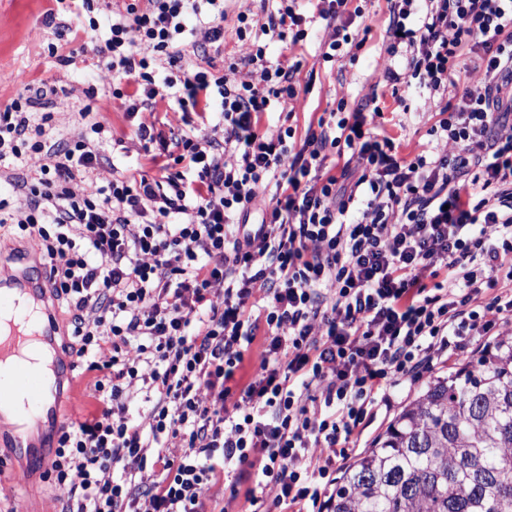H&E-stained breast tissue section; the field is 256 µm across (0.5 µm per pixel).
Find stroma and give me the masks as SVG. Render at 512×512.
<instances>
[{"instance_id": "1", "label": "stroma", "mask_w": 512, "mask_h": 512, "mask_svg": "<svg viewBox=\"0 0 512 512\" xmlns=\"http://www.w3.org/2000/svg\"><path fill=\"white\" fill-rule=\"evenodd\" d=\"M361 9L348 27L350 33L364 35L363 43H350L344 57L333 62L322 61L321 47L336 34L334 26L320 19L318 0H299L300 13L311 17L308 36L298 45L271 40L267 57L270 61L302 60L300 81L309 82L308 92L299 100L278 105L263 115L260 131L274 138L287 127L304 129L309 121L335 109L338 101H346L348 108H356L366 88H375L379 105L390 113L391 121L383 130L393 137L400 156L407 157L420 151L426 144L427 130L439 120L444 102L430 97L416 87H401L400 93L408 105L407 113L395 112L391 88L384 74L400 68L403 58L386 50V26L389 16L387 0H353ZM47 0H0V110L14 99L26 94L28 86L39 83L56 88L46 106L53 114V125L48 131L50 142L64 146L82 140L89 129L81 121L78 111L91 105L99 121L111 126L112 140L104 147L105 161L90 177L75 181L72 189L82 194L104 185L112 178L113 170H136L148 176H158L146 152L133 133L135 123L155 124L157 130L169 133L193 127L195 134L223 137V129L204 121L196 114L179 111L172 97L157 101L152 110L127 118L121 100L112 96V75L93 43L81 33V24L74 14L58 11L47 18ZM276 0H224V42L211 43L207 27L196 18H188L189 32L183 44L187 61L212 63L217 75L223 76L226 86L237 85L244 78L261 84L260 69L240 67L230 69L228 59H243L253 51V37L263 34L270 11L276 10ZM247 14L252 38L238 40L235 29L239 14ZM56 45L59 55L75 54V64L60 65L57 57H50L49 45ZM47 460L30 461L23 457L4 456L0 459V512H61L62 503L52 486L45 480Z\"/></svg>"}]
</instances>
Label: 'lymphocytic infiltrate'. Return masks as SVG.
Wrapping results in <instances>:
<instances>
[{
    "mask_svg": "<svg viewBox=\"0 0 512 512\" xmlns=\"http://www.w3.org/2000/svg\"><path fill=\"white\" fill-rule=\"evenodd\" d=\"M320 2L336 26L321 51L332 62L350 41L351 0ZM296 8L281 0L270 14L273 38L306 39ZM191 17L223 40L224 0H132L96 46L127 117L163 87L185 113L222 98L220 140L137 125L168 159L160 177L117 171L75 194L72 183L103 161L110 126L84 106L91 138L49 148L51 116L35 109L52 93L44 85L0 111V158L40 162L20 186L23 207L0 198V228L37 241L100 404L62 427L46 475L63 512H207L208 490L229 473L265 512H325L331 469L391 389L466 357L474 337L512 335V0H390L388 49L405 54L386 80L448 95L428 134L457 148L427 145L408 159L378 134L373 90L354 111L338 102L302 142L289 128L266 138L263 115L299 97L297 65L272 63L259 46L247 63L262 85L226 87L185 63ZM348 154L360 169L331 174L329 156ZM270 186V209L250 223ZM90 306L100 311L92 327ZM107 344L112 359L99 362ZM250 351V378L234 386ZM136 379L151 404L146 428L127 416Z\"/></svg>",
    "mask_w": 512,
    "mask_h": 512,
    "instance_id": "f902f5d3",
    "label": "lymphocytic infiltrate"
}]
</instances>
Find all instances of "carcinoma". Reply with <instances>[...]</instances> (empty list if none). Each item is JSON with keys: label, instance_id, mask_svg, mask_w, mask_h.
Wrapping results in <instances>:
<instances>
[{"label": "carcinoma", "instance_id": "obj_1", "mask_svg": "<svg viewBox=\"0 0 512 512\" xmlns=\"http://www.w3.org/2000/svg\"><path fill=\"white\" fill-rule=\"evenodd\" d=\"M326 512H512V336L427 381Z\"/></svg>", "mask_w": 512, "mask_h": 512}]
</instances>
